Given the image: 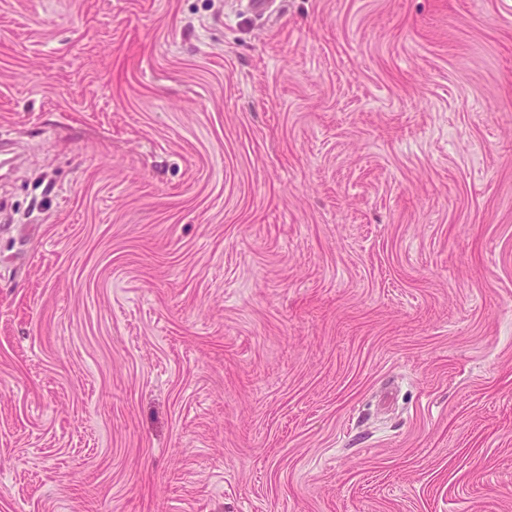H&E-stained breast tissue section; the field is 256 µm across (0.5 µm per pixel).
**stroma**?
Wrapping results in <instances>:
<instances>
[{"mask_svg": "<svg viewBox=\"0 0 512 512\" xmlns=\"http://www.w3.org/2000/svg\"><path fill=\"white\" fill-rule=\"evenodd\" d=\"M0 512H512V0H0Z\"/></svg>", "mask_w": 512, "mask_h": 512, "instance_id": "1", "label": "stroma"}]
</instances>
